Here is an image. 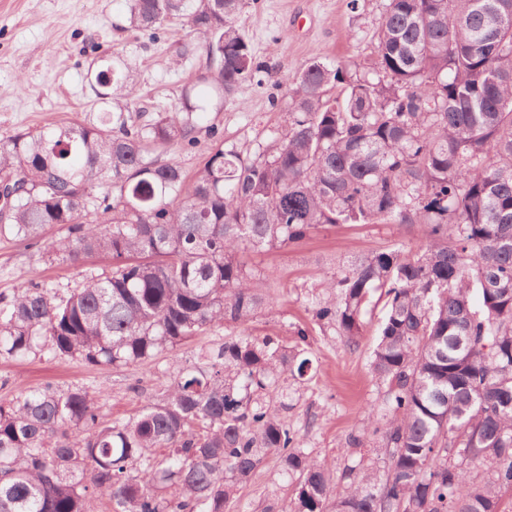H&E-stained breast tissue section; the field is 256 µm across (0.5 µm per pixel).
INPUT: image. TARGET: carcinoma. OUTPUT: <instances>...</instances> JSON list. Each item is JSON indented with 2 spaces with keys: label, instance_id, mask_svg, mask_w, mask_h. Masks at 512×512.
<instances>
[{
  "label": "carcinoma",
  "instance_id": "cac0c4a2",
  "mask_svg": "<svg viewBox=\"0 0 512 512\" xmlns=\"http://www.w3.org/2000/svg\"><path fill=\"white\" fill-rule=\"evenodd\" d=\"M249 0H130L159 38L179 23L198 61L171 114L147 120L124 61L94 76L112 110L0 139V236L43 258L98 254L112 272L61 290L0 296V358L49 353L142 365L271 309L241 254L287 248L326 226L422 224L426 243L372 253L334 277L312 318L350 345L367 306L384 316L371 369L388 414L367 427L384 477L347 487L305 453L264 399L303 375L269 337H226L136 417L100 395L46 387L0 397V512H231L264 458L294 496L260 512H501L512 489V0H387L375 60L301 65L284 129L243 157L200 113L261 72L238 25ZM343 85L342 93L332 90ZM215 143L192 182L178 150ZM63 234L47 239V227ZM488 469L475 484L470 470Z\"/></svg>",
  "mask_w": 512,
  "mask_h": 512
}]
</instances>
